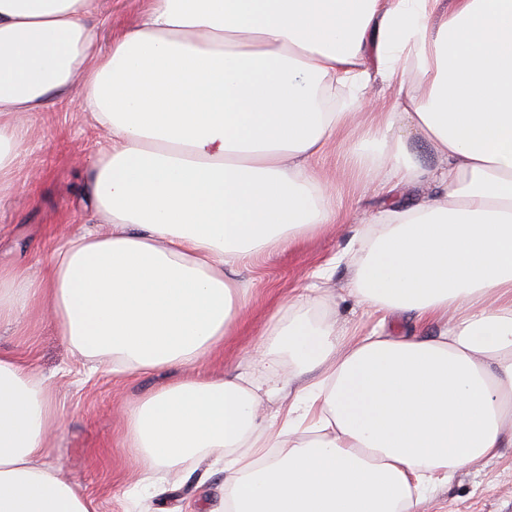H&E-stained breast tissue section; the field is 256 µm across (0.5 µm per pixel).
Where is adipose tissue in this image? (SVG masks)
Listing matches in <instances>:
<instances>
[{
	"label": "adipose tissue",
	"mask_w": 512,
	"mask_h": 512,
	"mask_svg": "<svg viewBox=\"0 0 512 512\" xmlns=\"http://www.w3.org/2000/svg\"><path fill=\"white\" fill-rule=\"evenodd\" d=\"M98 4L0 0V202L17 114L74 95L110 141L80 161L108 231L65 238L41 278L0 267V324L42 302L113 374L185 368L129 413L137 494L219 449L222 512H426L431 489L512 447V0H150L106 52ZM376 77L406 95L373 107ZM341 136L363 179L438 193L357 225L313 280L353 257L373 313L441 329L352 339L301 294L249 356L308 379L264 421L284 379L195 367L224 344L240 269L336 219L311 164ZM56 422L45 380L0 354V512H96L48 461Z\"/></svg>",
	"instance_id": "1"
}]
</instances>
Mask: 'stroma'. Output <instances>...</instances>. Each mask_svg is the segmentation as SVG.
I'll use <instances>...</instances> for the list:
<instances>
[{
    "label": "stroma",
    "instance_id": "35a3bbf8",
    "mask_svg": "<svg viewBox=\"0 0 512 512\" xmlns=\"http://www.w3.org/2000/svg\"><path fill=\"white\" fill-rule=\"evenodd\" d=\"M149 0H100L94 19L99 45L109 48L114 32L133 25ZM28 133L23 145L18 184L0 203V265L21 266L41 274L52 247L64 237L95 225L86 208L73 160L94 156L107 145L104 131L82 114L76 102L53 99L45 111L25 115ZM331 153L314 162V169L336 182L340 223L306 234L294 245L263 254L238 274L246 289L243 310L224 345L203 364L207 373H223L244 364L266 324L284 315L308 283L309 273L341 250L355 222L385 206H403L433 194L422 185L380 192L374 184L339 171ZM351 270L338 265L320 294V309L339 324L369 333L380 327L390 336L435 335L438 324L421 325L412 314L391 313L383 325L350 294ZM0 353L22 355L51 384L59 423L50 440V460L60 476L92 498L97 512H210L224 492L222 468L186 463L167 475L157 496L133 503L136 479L125 437V416L147 393L182 374L169 367L137 372L118 379L107 366L90 369L74 355L64 336L35 304L18 319L0 324ZM429 512H512V447L500 457L460 470L448 486L432 494Z\"/></svg>",
    "mask_w": 512,
    "mask_h": 512
}]
</instances>
